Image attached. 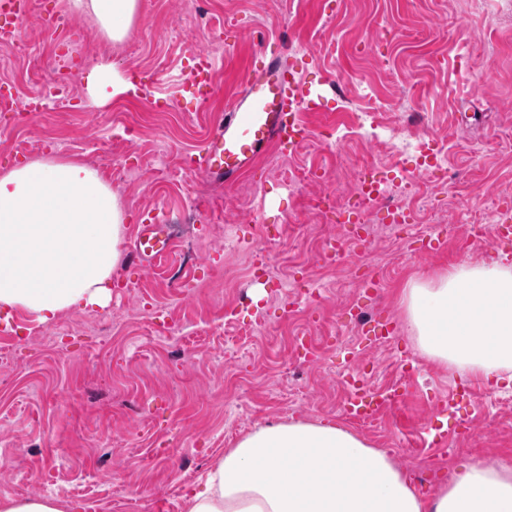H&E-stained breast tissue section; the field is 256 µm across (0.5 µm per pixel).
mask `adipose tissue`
Instances as JSON below:
<instances>
[{
  "instance_id": "1",
  "label": "adipose tissue",
  "mask_w": 512,
  "mask_h": 512,
  "mask_svg": "<svg viewBox=\"0 0 512 512\" xmlns=\"http://www.w3.org/2000/svg\"><path fill=\"white\" fill-rule=\"evenodd\" d=\"M118 45L138 28L140 0H66ZM132 82L101 59L85 75L96 107ZM117 190L88 162L52 156L0 171V307L52 324L74 308L112 298L125 237ZM404 325L419 350L443 367L496 386L512 382V264L462 260L429 279L411 280ZM184 512H512V465L475 459L454 467L430 494L414 489L388 452L333 422L260 427L226 449Z\"/></svg>"
}]
</instances>
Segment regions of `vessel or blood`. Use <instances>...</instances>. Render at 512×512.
I'll use <instances>...</instances> for the list:
<instances>
[{
	"mask_svg": "<svg viewBox=\"0 0 512 512\" xmlns=\"http://www.w3.org/2000/svg\"><path fill=\"white\" fill-rule=\"evenodd\" d=\"M29 0H0V42L14 39L19 28L29 21ZM216 66L204 60L196 67L185 91L192 98L209 99L217 94ZM238 91L228 101L227 113L216 130L203 142L191 165L210 180L231 184L252 173L259 158L271 148L295 151L306 139L307 128L299 112L320 108V91L296 80L281 64L279 53L255 50L239 68ZM171 227L164 220L142 225L133 248L131 264L136 268L156 267L172 253ZM394 393H379L363 378H356L354 393L345 406L350 420L370 417L379 409L394 404Z\"/></svg>",
	"mask_w": 512,
	"mask_h": 512,
	"instance_id": "vessel-or-blood-1",
	"label": "vessel or blood"
}]
</instances>
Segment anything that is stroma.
Listing matches in <instances>:
<instances>
[{
  "label": "stroma",
  "mask_w": 512,
  "mask_h": 512,
  "mask_svg": "<svg viewBox=\"0 0 512 512\" xmlns=\"http://www.w3.org/2000/svg\"><path fill=\"white\" fill-rule=\"evenodd\" d=\"M38 19L0 59V83L27 98L58 71L75 80L109 57L121 70L158 77L160 106L113 97L89 109L84 89L70 103L30 118L0 109V171L52 153L93 164L120 196L126 241L161 210L171 223L209 226L212 237L176 242L153 269L120 264L106 309L67 311L83 321L64 345L19 310L0 308V503L51 494L73 512H183L187 488L242 436L274 422L334 421L387 449L415 487L434 491L448 467L468 457L512 464V386L444 369L423 356L402 327L400 300L410 280L448 270L461 259L512 262V249L464 245L465 220L512 206V0H141L136 35L113 49L94 24L66 11L65 0H35ZM291 49L295 78L321 89L323 109L303 113L312 138L289 156L269 153L255 175L231 185L179 165L198 147L236 93L233 72L255 44ZM223 58L222 91L193 100L183 86L199 52ZM352 88L343 105L328 79ZM373 112L372 139L354 132L353 115ZM423 118L446 152L453 181L437 186L417 155L393 157L390 130L407 115ZM320 167L339 191L356 165H381L383 179L431 197L448 226L444 251L415 249L427 224L398 225V237L355 239L318 219L309 190L288 182L290 162ZM266 225L273 277L312 279L311 303H289L267 285L256 297L242 257L216 253L235 227L251 246ZM194 276L197 291L174 295L172 276ZM377 281L364 293L359 279ZM159 332L144 321L156 306ZM383 314L391 335L365 349L348 306ZM315 364L294 374L301 345ZM377 390L399 385L398 406L366 423L346 420L349 376Z\"/></svg>",
  "instance_id": "35a3bbf8"
}]
</instances>
